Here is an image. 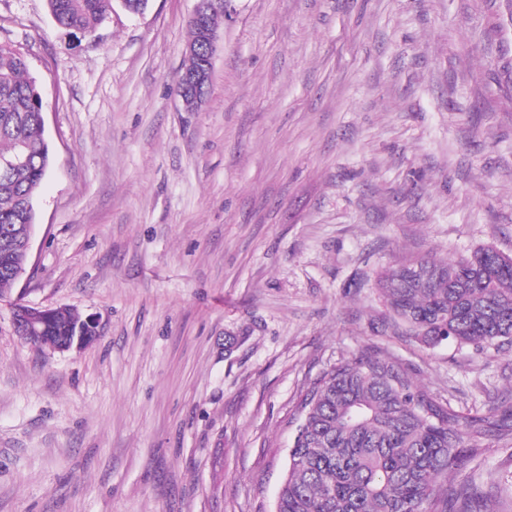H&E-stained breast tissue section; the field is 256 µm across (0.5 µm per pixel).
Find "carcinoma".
<instances>
[{"instance_id":"carcinoma-1","label":"carcinoma","mask_w":512,"mask_h":512,"mask_svg":"<svg viewBox=\"0 0 512 512\" xmlns=\"http://www.w3.org/2000/svg\"><path fill=\"white\" fill-rule=\"evenodd\" d=\"M55 23L90 34L113 0H47ZM0 291L15 278L7 239L35 225L37 193L51 165L36 81L23 53L0 44ZM395 316L427 346L480 349L512 343V256L479 248L467 256L420 257L378 275ZM83 318L57 309L44 335L66 340ZM276 512H502L496 496L472 492L477 442L512 434V407L463 412L432 396L397 360L361 353L316 378L298 405ZM460 478L448 506V477Z\"/></svg>"}]
</instances>
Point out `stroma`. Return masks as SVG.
Segmentation results:
<instances>
[{
	"label": "stroma",
	"instance_id": "35a3bbf8",
	"mask_svg": "<svg viewBox=\"0 0 512 512\" xmlns=\"http://www.w3.org/2000/svg\"><path fill=\"white\" fill-rule=\"evenodd\" d=\"M196 3L116 6L83 37L46 0H0L52 157L0 296V512H275L300 396L366 349L457 409L512 402V346H425L375 285L426 255H512L505 0H225L188 112ZM19 303L100 334L32 346ZM478 446L499 492L512 441ZM201 1L203 0H199V5H197L193 15L189 20V25L191 26L189 42L192 45H195L199 42V34L197 32L198 30L202 35L203 40L207 43V45H209V54L205 59L195 63L193 62V49L189 42L186 44L183 52L184 59L181 77L179 80L181 83H184L185 86H190L198 81H201L208 75L211 81L213 58L217 49L218 42V32L217 29L214 28H218L223 10L220 8L209 10V7H207V12L209 13L207 21V15L200 7ZM208 22L214 28L210 27Z\"/></svg>",
	"mask_w": 512,
	"mask_h": 512
}]
</instances>
